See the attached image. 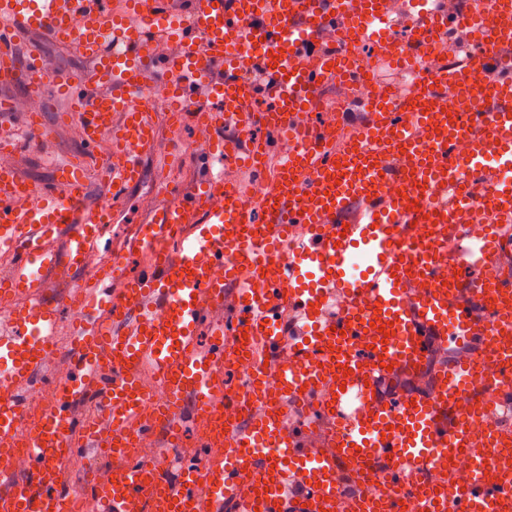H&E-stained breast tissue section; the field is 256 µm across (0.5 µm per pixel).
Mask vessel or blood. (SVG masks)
<instances>
[{
    "label": "vessel or blood",
    "mask_w": 512,
    "mask_h": 512,
    "mask_svg": "<svg viewBox=\"0 0 512 512\" xmlns=\"http://www.w3.org/2000/svg\"><path fill=\"white\" fill-rule=\"evenodd\" d=\"M0 0V72L14 74L17 36L45 34L94 61L78 75L28 61L30 97L54 89L68 102L87 148L111 142L101 183L137 185L156 147L152 112L136 106L152 84L168 86L182 122L213 131L208 153L261 172L249 190L209 176L174 194L140 225L145 256L135 279L122 254L80 288L49 300L48 281L85 266L111 204L90 201L80 162L52 182L24 180L0 164V254L9 274L0 299V512H512V471L488 481L512 452L477 461L464 487L410 492L407 472L440 482L465 448L494 447L478 431L483 409H512V0H496L490 40L471 45L472 4L436 0ZM412 16L402 41L396 12ZM357 31L377 63L422 65L441 32L470 44L465 70L436 67L415 100L357 101L364 122L343 154L328 124L303 127L316 89L338 71L356 84L364 60L345 39ZM179 47L155 58L158 38ZM206 88L220 105L206 110ZM268 99L257 109L259 99ZM287 123L292 153L264 154L226 128ZM470 153H457L460 140ZM480 201L489 224L475 227ZM475 262L479 277L460 276ZM230 314H223V307ZM78 310L68 344L58 310ZM391 326L384 336L381 326ZM211 336L200 348L201 329ZM448 351L427 392L381 386L414 374L435 348ZM250 389L227 381L237 366ZM54 384L57 396L22 427L19 385ZM93 406L91 416L76 410ZM200 435L201 459L144 463L133 450L164 432L181 447L183 424ZM111 459L106 479L76 489L62 465L86 449Z\"/></svg>",
    "instance_id": "1"
}]
</instances>
